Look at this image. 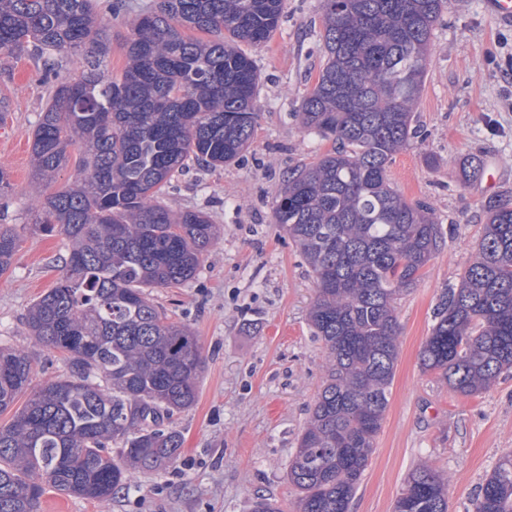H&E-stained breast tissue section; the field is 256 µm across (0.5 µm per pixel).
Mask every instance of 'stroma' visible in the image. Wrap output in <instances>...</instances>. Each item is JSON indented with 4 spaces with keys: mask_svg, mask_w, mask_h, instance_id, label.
Masks as SVG:
<instances>
[{
    "mask_svg": "<svg viewBox=\"0 0 512 512\" xmlns=\"http://www.w3.org/2000/svg\"><path fill=\"white\" fill-rule=\"evenodd\" d=\"M135 18L99 14L112 34L109 75L125 66ZM321 30L320 0H283L278 28L250 51L261 80L248 149L214 169L188 162L162 197L169 209L204 211L221 227L195 279L152 291L168 316L192 326L205 360L195 405L172 418L184 436L182 456L166 469L136 474L133 490L104 502L45 491L38 512H250L261 495L296 512L288 460L322 387L326 350L308 321L313 274L274 224L272 207L289 173L332 147L303 132L296 117L325 63ZM0 66L11 71L0 78L8 101L0 167L12 184L0 197V224L21 229L15 262L0 276V347L28 348L39 384L66 366L53 349L31 344L25 314L56 285L70 242L31 222V142L49 101L43 65L0 52ZM414 126L413 144L394 155L388 175L407 200L434 209L442 243L397 304L400 351L389 408L350 512H392L408 474L425 461L448 477L450 512H467L500 456L512 451V372L489 391L463 397L420 367L439 297L458 286L476 255L483 201L512 189V22L492 17L485 0H448ZM468 155L482 160L483 173L465 187L459 161Z\"/></svg>",
    "mask_w": 512,
    "mask_h": 512,
    "instance_id": "stroma-1",
    "label": "stroma"
}]
</instances>
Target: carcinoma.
I'll return each instance as SVG.
<instances>
[{
  "label": "carcinoma",
  "mask_w": 512,
  "mask_h": 512,
  "mask_svg": "<svg viewBox=\"0 0 512 512\" xmlns=\"http://www.w3.org/2000/svg\"><path fill=\"white\" fill-rule=\"evenodd\" d=\"M282 0H155L140 13L116 77L96 0H0V51L79 58L75 79L46 62L51 103L33 132L34 178L52 179L78 152L76 180L37 191L33 224L72 242L56 286L26 317L28 335L60 353L0 425V512H37L50 487L88 500L131 489L135 471L176 462L183 437L166 420L196 401L204 358L193 328L172 321L152 289L186 283L219 235L201 211L160 197L193 158L236 160L257 126L256 61ZM326 62L303 97L302 128L333 142L292 173L274 223L299 247L316 284L309 319L326 350V380L288 463L298 512H349L381 430L399 356L397 300L442 241L434 210L390 184L394 155L416 131L413 109L433 30L447 0H321ZM483 162L460 161L461 183ZM475 260L442 292L420 364L451 391L476 396L512 369V191L483 204ZM20 235L0 225V275ZM33 358L0 348V412L32 383ZM120 445L112 454L109 443ZM471 512H512V453L501 457ZM394 512H448L446 480L428 463L405 480Z\"/></svg>",
  "instance_id": "cac0c4a2"
}]
</instances>
